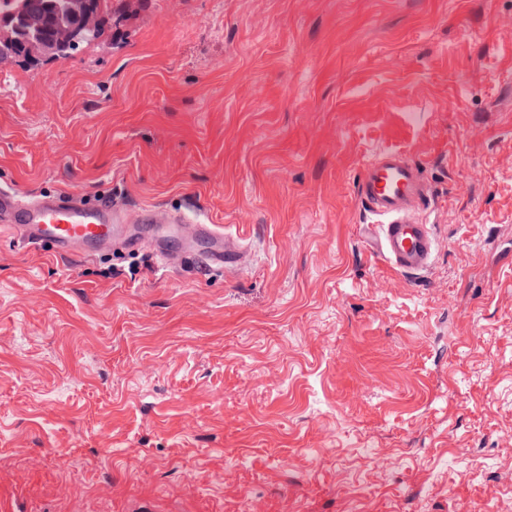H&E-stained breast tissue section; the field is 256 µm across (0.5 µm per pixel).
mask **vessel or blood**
I'll return each instance as SVG.
<instances>
[{"label": "vessel or blood", "instance_id": "1", "mask_svg": "<svg viewBox=\"0 0 512 512\" xmlns=\"http://www.w3.org/2000/svg\"><path fill=\"white\" fill-rule=\"evenodd\" d=\"M357 199L369 217L374 242L386 263L398 272L427 270L436 240L422 219L430 206L429 189L416 163L405 153L381 149L364 164ZM0 222L13 225L24 243L50 242L56 253L89 251L111 241L119 231L112 210L85 202L71 193H56L24 201L0 194ZM195 237L210 241L208 257L215 263H233L238 252L230 238L208 225L193 227Z\"/></svg>", "mask_w": 512, "mask_h": 512}]
</instances>
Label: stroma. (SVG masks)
<instances>
[{
  "mask_svg": "<svg viewBox=\"0 0 512 512\" xmlns=\"http://www.w3.org/2000/svg\"><path fill=\"white\" fill-rule=\"evenodd\" d=\"M109 24L0 64V190L118 205L131 238L64 257L0 223V512H512V0ZM383 148L433 200L419 274L356 199ZM174 215L240 261L172 236L166 264ZM193 236L205 238L211 242L208 258L212 262L226 264L238 260V251L231 245L228 235L223 238L222 235L214 233L208 225L196 224L193 226Z\"/></svg>",
  "mask_w": 512,
  "mask_h": 512,
  "instance_id": "1",
  "label": "stroma"
}]
</instances>
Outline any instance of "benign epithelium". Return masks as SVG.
<instances>
[{
	"label": "benign epithelium",
	"instance_id": "obj_1",
	"mask_svg": "<svg viewBox=\"0 0 512 512\" xmlns=\"http://www.w3.org/2000/svg\"><path fill=\"white\" fill-rule=\"evenodd\" d=\"M99 25V15L87 0H68L58 11L47 2L41 8H25L0 23V53L16 41L25 42L31 55L46 60L71 58Z\"/></svg>",
	"mask_w": 512,
	"mask_h": 512
}]
</instances>
